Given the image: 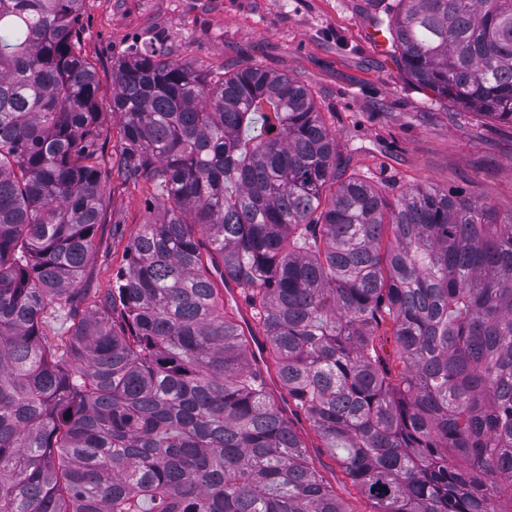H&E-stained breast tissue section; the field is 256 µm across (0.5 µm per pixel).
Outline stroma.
<instances>
[{
  "label": "stroma",
  "mask_w": 512,
  "mask_h": 512,
  "mask_svg": "<svg viewBox=\"0 0 512 512\" xmlns=\"http://www.w3.org/2000/svg\"><path fill=\"white\" fill-rule=\"evenodd\" d=\"M374 15L369 0H84L80 47L99 76L105 155L120 146L110 115L112 66L130 45L151 38L173 60L201 70L259 66L303 82L336 132L347 174L385 196L416 186L485 194L501 216L512 215V126L414 84L392 49L374 45ZM153 204L149 184L113 181L84 280L91 292L111 288L124 247ZM285 410L348 512H371L305 415L290 404Z\"/></svg>",
  "instance_id": "obj_1"
}]
</instances>
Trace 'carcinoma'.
Segmentation results:
<instances>
[{
    "instance_id": "1",
    "label": "carcinoma",
    "mask_w": 512,
    "mask_h": 512,
    "mask_svg": "<svg viewBox=\"0 0 512 512\" xmlns=\"http://www.w3.org/2000/svg\"><path fill=\"white\" fill-rule=\"evenodd\" d=\"M83 2L0 0V512H347L273 373L373 512H512V215L391 202L344 177L304 84L153 40L112 65L107 165ZM370 2L412 81L512 124V0ZM114 175L158 213L90 309Z\"/></svg>"
}]
</instances>
